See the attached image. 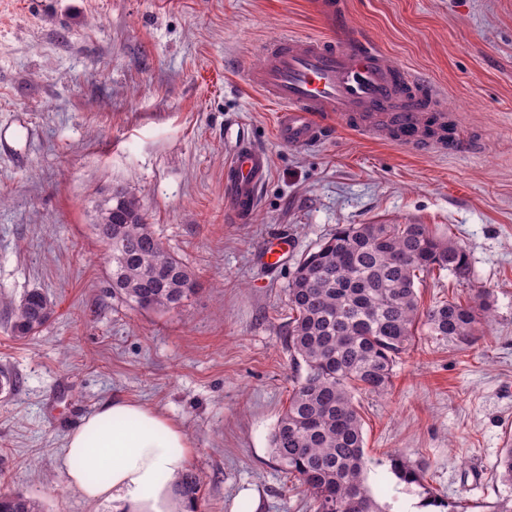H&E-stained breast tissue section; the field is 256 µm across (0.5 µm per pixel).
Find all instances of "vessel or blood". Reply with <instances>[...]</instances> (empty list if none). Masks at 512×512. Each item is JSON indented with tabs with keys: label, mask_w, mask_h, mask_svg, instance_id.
Here are the masks:
<instances>
[{
	"label": "vessel or blood",
	"mask_w": 512,
	"mask_h": 512,
	"mask_svg": "<svg viewBox=\"0 0 512 512\" xmlns=\"http://www.w3.org/2000/svg\"><path fill=\"white\" fill-rule=\"evenodd\" d=\"M314 6L323 35L276 38L263 48V63L247 71L249 84L277 108L275 131L283 144L314 146L338 120L369 136L396 133L399 143L423 153L478 149L477 141L448 134V115L433 111L432 92L357 33L343 0H315ZM268 171L263 152L236 141L224 164V207L235 222H249ZM290 249L287 237L275 238L260 261L276 269Z\"/></svg>",
	"instance_id": "obj_1"
}]
</instances>
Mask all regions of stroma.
<instances>
[{"mask_svg": "<svg viewBox=\"0 0 512 512\" xmlns=\"http://www.w3.org/2000/svg\"><path fill=\"white\" fill-rule=\"evenodd\" d=\"M347 20L434 87L435 109L480 139L473 153L421 154L335 129L295 149L244 70L283 34L316 35L309 0H0V492L44 512L86 502L61 464L67 434L101 403L136 400L184 426L202 479L197 512H309L270 436L304 367L285 342L297 261L341 224H426L466 249L468 279L425 274L422 304L487 291L493 317L467 350L418 337L387 395H359L367 482L392 512H491L512 489L494 464L512 438V0H345ZM271 162L247 224L224 209V129ZM140 202L197 291L169 312L113 299L93 224L112 186ZM285 235L287 263H258ZM42 291L41 331L10 332V303ZM427 462L423 485L388 457Z\"/></svg>", "mask_w": 512, "mask_h": 512, "instance_id": "35a3bbf8", "label": "stroma"}]
</instances>
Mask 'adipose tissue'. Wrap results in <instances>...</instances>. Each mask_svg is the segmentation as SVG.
I'll use <instances>...</instances> for the list:
<instances>
[{
  "label": "adipose tissue",
  "instance_id": "adipose-tissue-1",
  "mask_svg": "<svg viewBox=\"0 0 512 512\" xmlns=\"http://www.w3.org/2000/svg\"><path fill=\"white\" fill-rule=\"evenodd\" d=\"M183 427L126 398H112L67 435L62 450L69 484L114 512H172L176 478L189 463Z\"/></svg>",
  "mask_w": 512,
  "mask_h": 512
}]
</instances>
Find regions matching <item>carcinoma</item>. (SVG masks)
I'll list each match as a JSON object with an SVG mask.
<instances>
[{"mask_svg":"<svg viewBox=\"0 0 512 512\" xmlns=\"http://www.w3.org/2000/svg\"><path fill=\"white\" fill-rule=\"evenodd\" d=\"M94 230L110 253L112 295L143 310L167 311L195 294L194 275L164 249L125 188H111L98 204ZM433 270L462 280L470 263L460 245L426 224H343L295 266L286 341L306 374L277 421L270 452L279 469L309 492L313 512H386L366 481L354 392H387L397 359L415 345L418 331L466 350L491 321L485 291L471 300L421 305L417 284ZM52 314L50 299L31 290L12 307L11 333L34 335ZM389 464L407 484H421L427 471L426 463L401 454L390 456ZM496 470L511 488L512 443L502 449ZM175 486L183 499L198 501L201 479L193 470L179 475ZM0 512H41V505L22 493L1 492Z\"/></svg>","mask_w":512,"mask_h":512,"instance_id":"obj_1","label":"carcinoma"}]
</instances>
